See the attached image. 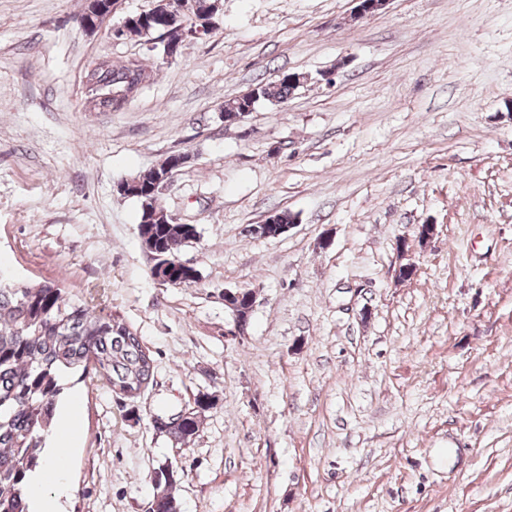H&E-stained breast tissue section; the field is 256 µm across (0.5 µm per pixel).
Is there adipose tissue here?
<instances>
[{"instance_id": "obj_1", "label": "adipose tissue", "mask_w": 512, "mask_h": 512, "mask_svg": "<svg viewBox=\"0 0 512 512\" xmlns=\"http://www.w3.org/2000/svg\"><path fill=\"white\" fill-rule=\"evenodd\" d=\"M59 418L60 428L51 434L54 447L48 449L41 471L32 473L28 479L24 496L27 512H64L67 484L57 461L77 437L78 406L73 404L60 410Z\"/></svg>"}]
</instances>
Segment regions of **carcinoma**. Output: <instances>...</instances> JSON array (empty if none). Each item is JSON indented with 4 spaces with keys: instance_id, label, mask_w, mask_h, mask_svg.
Here are the masks:
<instances>
[{
    "instance_id": "cac0c4a2",
    "label": "carcinoma",
    "mask_w": 512,
    "mask_h": 512,
    "mask_svg": "<svg viewBox=\"0 0 512 512\" xmlns=\"http://www.w3.org/2000/svg\"><path fill=\"white\" fill-rule=\"evenodd\" d=\"M200 27L181 10L156 0L153 15L132 22L126 36L159 38L170 32ZM145 70L136 61L114 63L102 58L84 73L86 106L119 107L136 92ZM301 76L286 74L275 83L255 85L258 99L281 103L299 87ZM148 234L163 241V262L178 252L185 239L181 224H153ZM93 301L69 298L53 282L35 286H0V512H26L28 476L45 462L42 448L55 428L64 373L79 370L119 388L131 397L149 387L153 358L140 337L118 317L98 315ZM199 409L166 417L168 434L184 443L199 432L207 399ZM155 492L148 512H180L173 494L176 481L163 468L152 477Z\"/></svg>"
}]
</instances>
